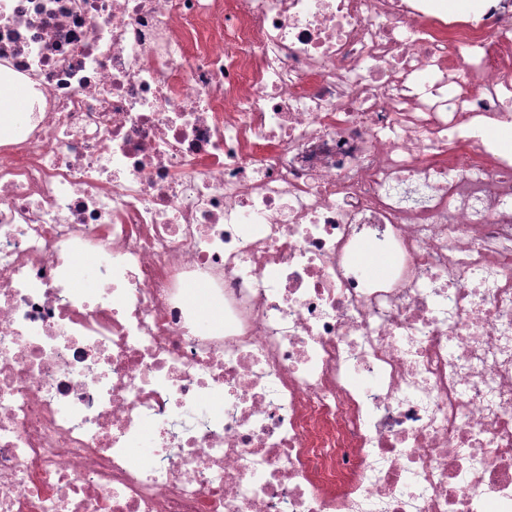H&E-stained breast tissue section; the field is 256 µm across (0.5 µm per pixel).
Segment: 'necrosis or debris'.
I'll return each mask as SVG.
<instances>
[{
  "label": "necrosis or debris",
  "mask_w": 512,
  "mask_h": 512,
  "mask_svg": "<svg viewBox=\"0 0 512 512\" xmlns=\"http://www.w3.org/2000/svg\"><path fill=\"white\" fill-rule=\"evenodd\" d=\"M0 66V512H512V0H0ZM21 87L11 79L0 78V117L6 122L10 117L19 112H25L27 99L22 96ZM94 265V261L90 258L79 260L74 265L73 278L78 288H87L90 292H94L99 288Z\"/></svg>",
  "instance_id": "necrosis-or-debris-1"
}]
</instances>
